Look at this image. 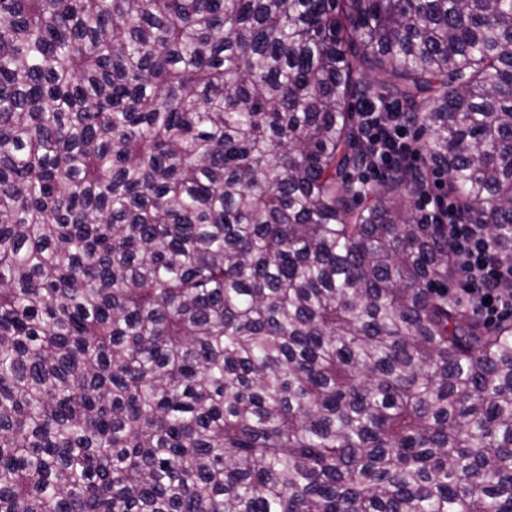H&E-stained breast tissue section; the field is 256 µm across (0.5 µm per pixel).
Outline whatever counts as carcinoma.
I'll return each instance as SVG.
<instances>
[{
  "mask_svg": "<svg viewBox=\"0 0 512 512\" xmlns=\"http://www.w3.org/2000/svg\"><path fill=\"white\" fill-rule=\"evenodd\" d=\"M371 97L512 261V0H0V512H512Z\"/></svg>",
  "mask_w": 512,
  "mask_h": 512,
  "instance_id": "1",
  "label": "carcinoma"
}]
</instances>
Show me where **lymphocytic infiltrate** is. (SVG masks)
<instances>
[{"label": "lymphocytic infiltrate", "mask_w": 512, "mask_h": 512, "mask_svg": "<svg viewBox=\"0 0 512 512\" xmlns=\"http://www.w3.org/2000/svg\"><path fill=\"white\" fill-rule=\"evenodd\" d=\"M357 113L366 154L357 172L358 181L370 184L401 168L420 176L413 207L420 223L444 227L456 263L458 302L466 304L485 323L512 319V263L501 260L485 229L464 216L448 190L445 175L425 169L409 112L395 100L375 104L365 99Z\"/></svg>", "instance_id": "obj_1"}]
</instances>
